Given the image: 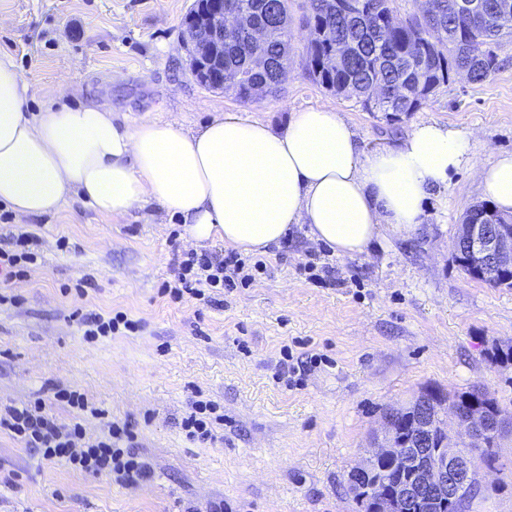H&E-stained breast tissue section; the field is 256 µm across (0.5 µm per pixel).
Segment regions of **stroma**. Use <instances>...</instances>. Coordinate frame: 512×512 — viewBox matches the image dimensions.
<instances>
[{
  "label": "stroma",
  "instance_id": "obj_1",
  "mask_svg": "<svg viewBox=\"0 0 512 512\" xmlns=\"http://www.w3.org/2000/svg\"><path fill=\"white\" fill-rule=\"evenodd\" d=\"M191 3L0 0V51L30 83L33 114L51 100L91 101L196 129L221 106L279 128L328 104L367 151L430 119L478 133L474 166L512 152L511 39L485 81L456 78L412 113L365 112L309 76L308 0H290L288 75L276 94L243 103L193 76L181 38ZM482 200L463 169L406 237L339 256L296 227L250 287L178 300L160 292L176 256L195 249L178 217L150 206L105 218L76 200L20 223L1 206L0 226L36 237L38 258L0 282V408L38 400L94 439L132 422L152 474L125 487L43 460L0 429V512H353L348 475L386 409L427 388L481 387L512 412V364L487 355L512 340V288L470 279L454 260L456 227ZM311 262L333 271L311 276ZM119 311L137 330L85 336L83 315ZM200 405L207 440L182 426Z\"/></svg>",
  "mask_w": 512,
  "mask_h": 512
}]
</instances>
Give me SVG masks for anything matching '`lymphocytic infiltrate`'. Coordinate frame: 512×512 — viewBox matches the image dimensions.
<instances>
[{"instance_id":"1","label":"lymphocytic infiltrate","mask_w":512,"mask_h":512,"mask_svg":"<svg viewBox=\"0 0 512 512\" xmlns=\"http://www.w3.org/2000/svg\"><path fill=\"white\" fill-rule=\"evenodd\" d=\"M33 238L26 233H9L0 240V272L8 278L18 277L19 266L35 262L31 250ZM263 259L246 262L238 254L187 252L178 257L176 284L170 292L174 297L199 294L201 288L249 285L265 268ZM0 427L7 429L34 449L42 458L61 461L73 468L108 474L116 483L133 486L147 480L150 465L135 452L131 424L111 425L103 439L88 438L80 422L61 424L48 415L41 402L10 406L0 413Z\"/></svg>"}]
</instances>
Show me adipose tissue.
<instances>
[{
    "mask_svg": "<svg viewBox=\"0 0 512 512\" xmlns=\"http://www.w3.org/2000/svg\"><path fill=\"white\" fill-rule=\"evenodd\" d=\"M30 96L0 52V206L27 220L73 197L106 218L153 205L181 217L187 240L245 252H267L303 225L340 256L411 234L434 190L472 167L476 140L424 120L368 152L329 105L293 113L280 129L220 110L189 130L158 117L121 123L95 103L51 101L31 118ZM473 169L493 208L512 214V152Z\"/></svg>",
    "mask_w": 512,
    "mask_h": 512,
    "instance_id": "adipose-tissue-1",
    "label": "adipose tissue"
}]
</instances>
